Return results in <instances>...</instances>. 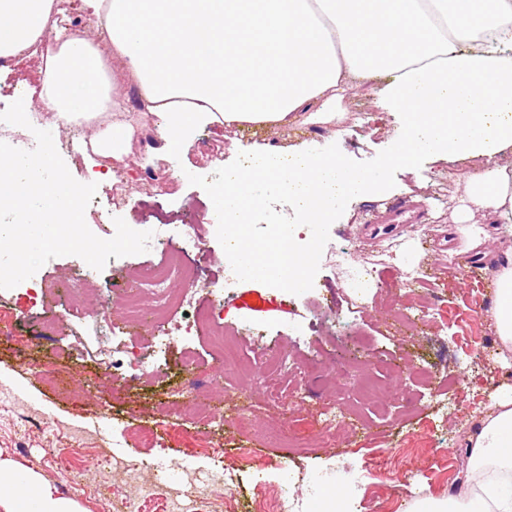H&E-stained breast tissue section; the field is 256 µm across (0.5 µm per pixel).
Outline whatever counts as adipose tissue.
Instances as JSON below:
<instances>
[{"label":"adipose tissue","instance_id":"ef3b65f1","mask_svg":"<svg viewBox=\"0 0 512 512\" xmlns=\"http://www.w3.org/2000/svg\"><path fill=\"white\" fill-rule=\"evenodd\" d=\"M103 42L135 73L140 106L157 119L165 149L186 152L201 125L288 127L330 123L350 93L370 89L397 124L389 164L422 158L477 160L453 213L481 244L476 213L490 212L512 235V0H82ZM56 0H0V59L28 56ZM41 56L38 102L66 121L116 110L100 52L82 36L55 32ZM130 126L116 119L83 160L124 162ZM385 169L362 171L316 144L252 152L224 171L209 215L228 224L244 277L304 287L312 264L299 227L380 189ZM285 194L299 216L281 244L246 235L265 190ZM490 315L512 346V260L501 268ZM483 466V493L448 497L431 512H512V396L469 437ZM0 512H83L38 473L0 456Z\"/></svg>","mask_w":512,"mask_h":512}]
</instances>
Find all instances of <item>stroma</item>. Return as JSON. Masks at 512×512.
<instances>
[{
	"mask_svg": "<svg viewBox=\"0 0 512 512\" xmlns=\"http://www.w3.org/2000/svg\"><path fill=\"white\" fill-rule=\"evenodd\" d=\"M122 113L134 127L153 123L137 106L139 84L125 65L107 69ZM35 61L15 60L0 67V112L21 91L39 87ZM107 118L72 129L58 115L45 128L71 175L87 182L81 155L70 142L89 140ZM395 132L391 113L377 109L365 90L343 103L342 118L329 125L289 128L198 130L194 146L180 155L154 143L148 156L130 154L119 170L131 183L124 204L114 205L111 179L99 181L85 211L99 237L122 217L134 230L163 229L183 238L199 225L203 241L190 261L201 279L224 274L222 230L206 224L213 192L225 167L260 147L288 150L312 141L336 146L355 168L386 167L389 189L349 204L331 224L319 225L318 255L306 288L297 291L243 279L232 301L222 302L225 333L239 346L242 373L220 378L211 337H192L187 348L168 350L156 369H143L122 387L110 377L124 361V346L151 343V324L128 325L114 287L138 266H156L163 248L111 260L90 282L81 280L73 255L47 261L34 275L38 295L26 289L0 296V453L40 473L83 512H120L124 502L142 501L137 485L102 477L111 456L141 458L165 466L208 473L215 454L237 480L214 496L213 512H273L281 489L294 495L296 512H406L415 503L473 487L468 438L479 419L498 400L512 395V349L503 348L489 309L495 278L512 237L491 217H482L485 240L469 248L450 214L462 195L463 168L419 160L414 166L388 165ZM170 176L167 192L141 181L145 168ZM354 247V265L373 267L376 281L392 285L381 296L374 285L357 291L348 273L326 257L329 245ZM437 303L427 324L393 325L386 310L409 294L404 277ZM84 303V318L70 317L74 300ZM110 307L112 326L97 316ZM58 320L54 335H44L46 318ZM365 338L359 358L371 377L385 383L389 400L379 405L361 396L354 384L331 392L327 371L308 372L318 362L339 361L344 346ZM195 385L193 400L170 395L169 385ZM249 385L239 399V385ZM208 401L225 420L220 431L204 425L198 402ZM342 404L347 416L326 439L313 411ZM250 405L247 431L230 424L242 405ZM154 431L161 448L136 449L134 434ZM290 457L281 469V457ZM335 486L340 499L319 493ZM143 502V501H142Z\"/></svg>",
	"mask_w": 512,
	"mask_h": 512,
	"instance_id": "obj_1",
	"label": "stroma"
}]
</instances>
